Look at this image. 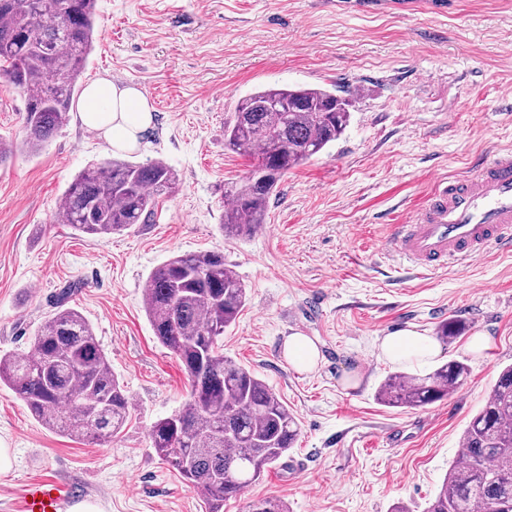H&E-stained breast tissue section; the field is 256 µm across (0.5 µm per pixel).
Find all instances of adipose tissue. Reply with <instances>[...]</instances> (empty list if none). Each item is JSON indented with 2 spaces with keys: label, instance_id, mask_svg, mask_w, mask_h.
I'll list each match as a JSON object with an SVG mask.
<instances>
[{
  "label": "adipose tissue",
  "instance_id": "1",
  "mask_svg": "<svg viewBox=\"0 0 512 512\" xmlns=\"http://www.w3.org/2000/svg\"><path fill=\"white\" fill-rule=\"evenodd\" d=\"M78 117L83 126L97 132L112 150L119 152L141 150L155 126L153 107L143 89L105 77L86 87L78 103ZM440 353L441 348L432 337L407 330L382 337L377 358L421 368Z\"/></svg>",
  "mask_w": 512,
  "mask_h": 512
}]
</instances>
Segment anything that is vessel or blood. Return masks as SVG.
I'll list each match as a JSON object with an SVG mask.
<instances>
[{"label": "vessel or blood", "mask_w": 512, "mask_h": 512, "mask_svg": "<svg viewBox=\"0 0 512 512\" xmlns=\"http://www.w3.org/2000/svg\"><path fill=\"white\" fill-rule=\"evenodd\" d=\"M389 250L429 273L490 249L512 250V151L474 160L469 174L439 181L413 223L397 225ZM75 488L52 475L27 483L17 512H67Z\"/></svg>", "instance_id": "1"}]
</instances>
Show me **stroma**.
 Segmentation results:
<instances>
[{"instance_id": "35a3bbf8", "label": "stroma", "mask_w": 512, "mask_h": 512, "mask_svg": "<svg viewBox=\"0 0 512 512\" xmlns=\"http://www.w3.org/2000/svg\"><path fill=\"white\" fill-rule=\"evenodd\" d=\"M100 77L144 88L156 129L128 159L163 160L179 187L152 222L102 240L56 221L78 173L113 156L77 116L37 155L0 164V355L32 353L39 323L69 290L131 398L130 417L110 443L75 441L0 384V446L14 455L0 474V512L49 474L100 512H205L150 443L154 422L182 408L189 386L143 295L163 261L209 250L223 252L247 291L221 339L225 358L262 378L300 428L287 457L224 512H249L260 499L286 512H425L464 429L512 364V253L421 275L381 244L393 225L412 222L437 178L512 150V0H97L78 85ZM283 85L353 90L350 124L289 171L252 237L225 238L224 186L249 162L225 145L224 125L237 99ZM24 109L0 78V139L21 137ZM454 319L467 329L439 360L467 365L458 389L424 408L380 403L396 367L378 361V339L432 336ZM293 335L317 346L314 371L289 364ZM476 336L489 337L488 350L467 351ZM394 429L405 441L390 448Z\"/></svg>"}]
</instances>
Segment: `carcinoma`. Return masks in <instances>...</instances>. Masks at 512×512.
<instances>
[{
	"mask_svg": "<svg viewBox=\"0 0 512 512\" xmlns=\"http://www.w3.org/2000/svg\"><path fill=\"white\" fill-rule=\"evenodd\" d=\"M96 0H0V75L25 99V136L0 141V163L20 151L39 153L69 120L78 81L93 46ZM350 98L326 87L256 91L236 103L224 142L264 163L224 190V235L247 239L264 224L273 193L288 171L338 140L350 120ZM178 175L155 160L107 159L74 178L59 220L77 231L110 238L154 218L158 198L178 188ZM59 306L38 327L30 355L0 357L8 385L49 430L107 443L126 425L130 396L112 372L92 325L75 308ZM246 304V288L224 253L175 255L150 275L144 308L155 335L181 363L190 400L150 430L152 448L193 485L207 512L260 480L288 455L299 435L296 417L268 384L224 358L219 337ZM466 323H442L451 342ZM468 375L450 360L424 374L395 372L377 399L415 408L443 400ZM462 455L445 475L426 512H512V365L504 367L483 407L461 437Z\"/></svg>",
	"mask_w": 512,
	"mask_h": 512,
	"instance_id": "obj_1",
	"label": "carcinoma"
}]
</instances>
